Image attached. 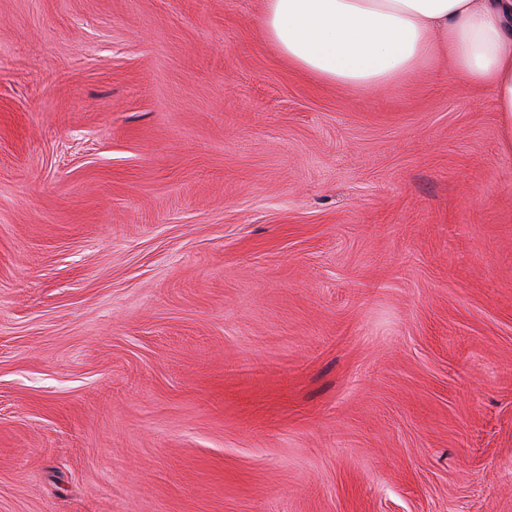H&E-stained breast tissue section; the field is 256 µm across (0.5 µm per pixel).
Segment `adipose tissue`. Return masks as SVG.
Listing matches in <instances>:
<instances>
[{"label":"adipose tissue","instance_id":"obj_1","mask_svg":"<svg viewBox=\"0 0 512 512\" xmlns=\"http://www.w3.org/2000/svg\"><path fill=\"white\" fill-rule=\"evenodd\" d=\"M262 30L297 69L351 89L400 82L447 50L492 90L512 152V0H265Z\"/></svg>","mask_w":512,"mask_h":512}]
</instances>
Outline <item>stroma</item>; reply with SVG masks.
I'll list each match as a JSON object with an SVG mask.
<instances>
[{
    "label": "stroma",
    "instance_id": "stroma-1",
    "mask_svg": "<svg viewBox=\"0 0 512 512\" xmlns=\"http://www.w3.org/2000/svg\"><path fill=\"white\" fill-rule=\"evenodd\" d=\"M263 11L0 0V512H512L494 95Z\"/></svg>",
    "mask_w": 512,
    "mask_h": 512
}]
</instances>
